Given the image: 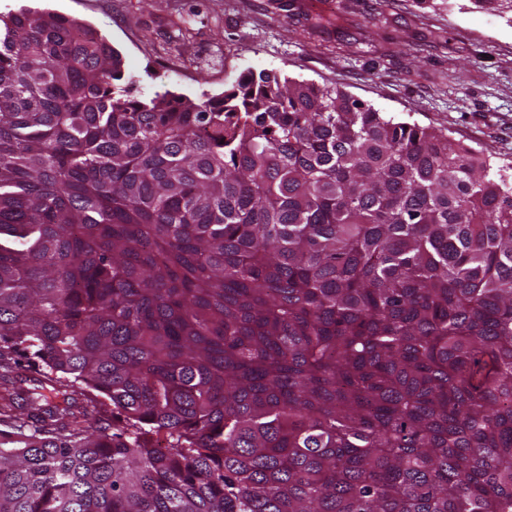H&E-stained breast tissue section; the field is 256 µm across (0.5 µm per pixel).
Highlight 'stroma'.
I'll list each match as a JSON object with an SVG mask.
<instances>
[{"label": "stroma", "mask_w": 512, "mask_h": 512, "mask_svg": "<svg viewBox=\"0 0 512 512\" xmlns=\"http://www.w3.org/2000/svg\"><path fill=\"white\" fill-rule=\"evenodd\" d=\"M24 6L90 25L140 97L218 95L247 70L336 85L512 181V16L472 0H0V14Z\"/></svg>", "instance_id": "stroma-1"}]
</instances>
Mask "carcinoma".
Wrapping results in <instances>:
<instances>
[{
  "instance_id": "obj_1",
  "label": "carcinoma",
  "mask_w": 512,
  "mask_h": 512,
  "mask_svg": "<svg viewBox=\"0 0 512 512\" xmlns=\"http://www.w3.org/2000/svg\"><path fill=\"white\" fill-rule=\"evenodd\" d=\"M122 66L0 16V512H512V185L337 86Z\"/></svg>"
}]
</instances>
